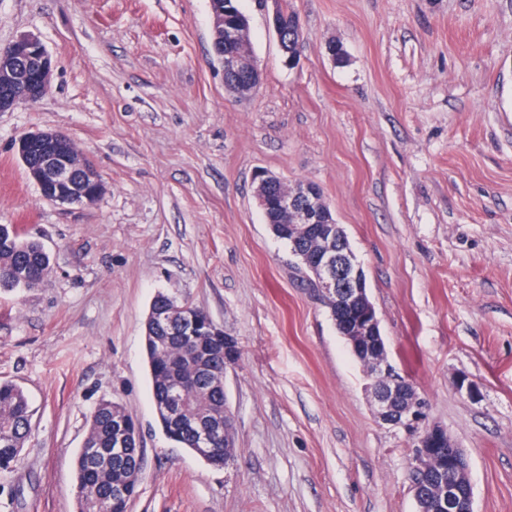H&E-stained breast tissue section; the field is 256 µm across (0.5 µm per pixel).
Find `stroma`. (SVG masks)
I'll return each mask as SVG.
<instances>
[{
	"label": "stroma",
	"instance_id": "35a3bbf8",
	"mask_svg": "<svg viewBox=\"0 0 512 512\" xmlns=\"http://www.w3.org/2000/svg\"><path fill=\"white\" fill-rule=\"evenodd\" d=\"M240 4L261 74L241 99L212 63L209 0H0V45L37 37L54 64L40 100L0 112V224L51 260L38 286L0 288V382L32 410L0 512H77L74 458L104 400L140 428L130 512H416V438L376 417L264 220L260 171L320 187L390 360L469 457L476 512H512V0ZM279 6L302 24L294 65L270 23ZM42 130L91 160L95 203L41 197L16 143ZM160 292L239 342L226 466L158 423L144 323Z\"/></svg>",
	"mask_w": 512,
	"mask_h": 512
}]
</instances>
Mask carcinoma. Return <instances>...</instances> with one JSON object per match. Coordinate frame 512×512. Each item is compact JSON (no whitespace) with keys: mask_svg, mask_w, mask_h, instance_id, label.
<instances>
[{"mask_svg":"<svg viewBox=\"0 0 512 512\" xmlns=\"http://www.w3.org/2000/svg\"><path fill=\"white\" fill-rule=\"evenodd\" d=\"M283 45L298 57L303 35L298 16L282 10ZM263 215L274 236L290 248L314 247L312 242L296 245L288 240V227L272 205ZM51 272L50 258L33 236L15 225H0V286L34 288ZM207 319L208 314L187 300H176L159 292L154 296L145 322L152 398L159 422L167 437L218 467L224 460V428H235V420L224 418V337L191 336L179 329L186 311ZM188 383L182 395V410L174 420L163 411L174 376ZM32 410L25 392L15 384L0 383V473L13 472L21 461L30 430ZM216 431L214 454L198 447L196 431ZM143 457L140 433L124 410L109 401L94 409L88 420L87 436L75 461L74 487L78 512H128L138 494Z\"/></svg>","mask_w":512,"mask_h":512,"instance_id":"obj_1","label":"carcinoma"}]
</instances>
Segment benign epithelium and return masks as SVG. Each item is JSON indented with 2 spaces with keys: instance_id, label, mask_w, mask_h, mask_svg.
I'll return each mask as SVG.
<instances>
[{
  "instance_id": "obj_1",
  "label": "benign epithelium",
  "mask_w": 512,
  "mask_h": 512,
  "mask_svg": "<svg viewBox=\"0 0 512 512\" xmlns=\"http://www.w3.org/2000/svg\"><path fill=\"white\" fill-rule=\"evenodd\" d=\"M221 67L223 75L236 79L237 95L248 96L256 89L260 73L248 42H242L240 52L225 55ZM52 70L51 56L35 37L24 35L0 46V83L8 90L22 83V90L16 96L19 102L34 103L41 99L48 91ZM18 154L41 196L53 203L88 205L95 202L103 190L93 164L77 149L65 146L63 138L56 133L37 131L23 136L18 142ZM274 185L281 186L279 203L293 240H314L320 245L318 252L303 255V261L313 273L318 294L338 316L353 307L361 309L357 321L347 327L346 337L376 338L375 347L360 363L365 368L367 388L378 419L417 435L413 471L423 469V459L430 448L448 449L450 459L467 458L462 449L451 443L446 431L425 425V400L409 377L397 371L389 361L380 322L368 300L361 266L354 262L351 253L343 252L341 229L336 221L328 218L329 207L318 188L307 183L290 189L263 172L257 176L258 203H265L268 188ZM209 331L214 336H224V369L231 368L239 360L237 340L223 335L222 329L213 322ZM431 504L433 512H475L473 493H463L460 479L452 475L436 483Z\"/></svg>"
}]
</instances>
